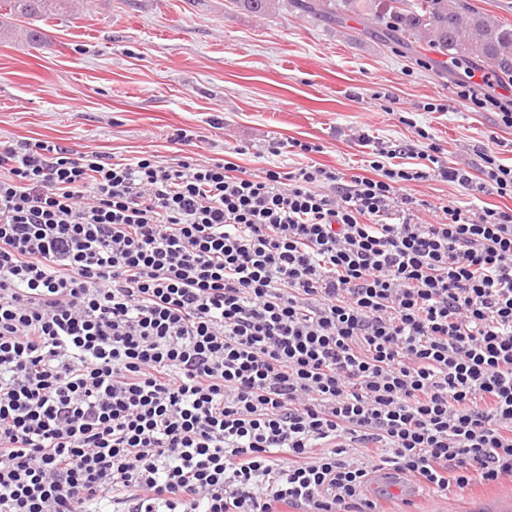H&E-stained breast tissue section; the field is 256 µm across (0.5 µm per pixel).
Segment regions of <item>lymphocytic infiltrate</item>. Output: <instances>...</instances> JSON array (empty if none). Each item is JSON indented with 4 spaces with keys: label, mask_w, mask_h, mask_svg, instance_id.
Listing matches in <instances>:
<instances>
[{
    "label": "lymphocytic infiltrate",
    "mask_w": 512,
    "mask_h": 512,
    "mask_svg": "<svg viewBox=\"0 0 512 512\" xmlns=\"http://www.w3.org/2000/svg\"><path fill=\"white\" fill-rule=\"evenodd\" d=\"M491 73L455 102L512 128ZM371 140L306 157L117 159L0 138V512H377L379 465L444 496L512 480V208L477 173ZM363 460L355 462L352 453ZM409 194L419 200H426L432 205L440 206L448 204V201L465 209H479L481 207H505L512 208V199L500 198L496 195L483 194L474 191H465L451 182L440 179H429L424 182L414 183L408 186Z\"/></svg>",
    "instance_id": "1"
}]
</instances>
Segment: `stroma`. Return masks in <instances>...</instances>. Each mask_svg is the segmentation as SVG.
I'll use <instances>...</instances> for the list:
<instances>
[{
  "label": "stroma",
  "mask_w": 512,
  "mask_h": 512,
  "mask_svg": "<svg viewBox=\"0 0 512 512\" xmlns=\"http://www.w3.org/2000/svg\"><path fill=\"white\" fill-rule=\"evenodd\" d=\"M339 20L276 0L256 15L234 0H74L67 12L16 20L0 13V134L31 144L88 146L116 158L147 152L173 159L179 129L199 132L192 152L230 157L250 172L275 162L271 139L321 144L318 162L351 173L364 154L362 130L418 146L415 125L430 126L449 165L479 164L475 147L512 165V128L492 112L421 111L450 97L461 74L444 56L385 41L386 19L368 21L335 0ZM39 31L43 44L14 37ZM245 153H235V146ZM409 194L440 206L510 207L512 199L430 179ZM386 512H481L512 502V483L442 499L381 470L365 490Z\"/></svg>",
  "instance_id": "35a3bbf8"
}]
</instances>
